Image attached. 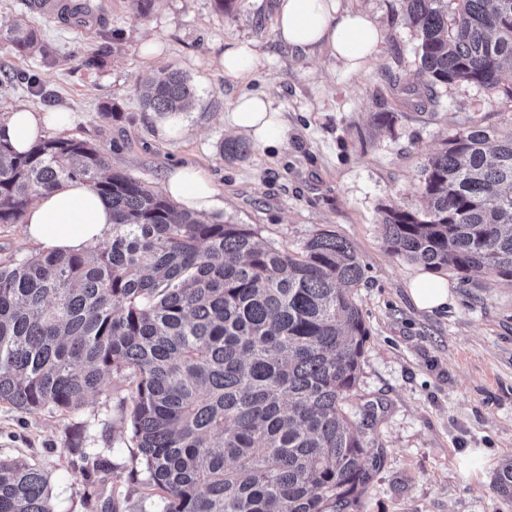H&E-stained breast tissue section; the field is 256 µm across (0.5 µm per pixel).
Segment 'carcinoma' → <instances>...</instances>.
Instances as JSON below:
<instances>
[{
  "mask_svg": "<svg viewBox=\"0 0 512 512\" xmlns=\"http://www.w3.org/2000/svg\"><path fill=\"white\" fill-rule=\"evenodd\" d=\"M401 2L430 100L462 81L512 99V0ZM4 39L50 57L29 19ZM193 98L167 69L142 92L156 115ZM248 151L221 146L230 159ZM69 181L110 206L112 234L85 252L0 259V404L73 413L116 375L141 456L129 480L161 512H357L385 451L343 409L368 336L350 243L322 230L297 253L277 248L248 224L179 209L65 136L24 152L0 141V224ZM421 191V211L380 208L391 254L512 280V132L476 123L452 134L424 164ZM67 452L88 485L107 467L79 429ZM495 488L512 494V461ZM0 512H53L47 475L0 458Z\"/></svg>",
  "mask_w": 512,
  "mask_h": 512,
  "instance_id": "1",
  "label": "carcinoma"
}]
</instances>
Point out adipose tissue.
Segmentation results:
<instances>
[{"mask_svg":"<svg viewBox=\"0 0 512 512\" xmlns=\"http://www.w3.org/2000/svg\"><path fill=\"white\" fill-rule=\"evenodd\" d=\"M275 28L288 46L304 52L327 50L351 71L371 62L384 40L376 19L361 10L340 11L339 0H277ZM70 122L71 114L65 110L36 112L19 106L0 118V140L23 152L44 137L46 128H63ZM224 122L264 145L282 140L286 133L278 110L259 96L239 98ZM163 190L192 211L208 212L220 206L209 178L192 166L170 172ZM22 221L29 239L46 251L78 252L105 241L112 231L111 209L79 182L41 196Z\"/></svg>","mask_w":512,"mask_h":512,"instance_id":"adipose-tissue-1","label":"adipose tissue"}]
</instances>
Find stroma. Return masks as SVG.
<instances>
[{"label":"stroma","mask_w":512,"mask_h":512,"mask_svg":"<svg viewBox=\"0 0 512 512\" xmlns=\"http://www.w3.org/2000/svg\"><path fill=\"white\" fill-rule=\"evenodd\" d=\"M94 2L96 18L86 24L36 16L51 62L0 40V115L17 106L73 112L64 135L95 144L113 170L156 190L176 168L201 169L224 202L217 216L252 225L275 247L299 251L324 229L346 239L364 271L354 299L369 336L344 409L369 447L386 452L359 512H512V496L495 490L500 465L512 459V281L446 271L448 307L418 309L407 284L424 268L389 253L379 224L382 205L423 207L420 171L450 135L477 122L512 129V100L467 82L439 88L433 105L418 93L406 98L391 79L414 83L419 60L400 0H340L384 31L376 59L356 72L327 52L283 44L275 0H236L226 13L213 0H151L144 14L131 0ZM150 38L164 46L153 59L141 51ZM231 42L251 43L263 60L248 80L225 78L219 65ZM96 52L99 67L85 66ZM164 68L181 71L195 89L182 128L166 137L140 96ZM25 74L39 78L38 91L22 82ZM247 92L271 100L287 135L228 161L220 153L231 137L224 116ZM108 104L116 118L101 117ZM378 112L394 114L392 129L375 123ZM370 404L375 417L367 421ZM130 407L128 384L117 377L69 415L0 405V457L45 471L54 512H100L109 498L116 512H158L128 480L138 455ZM78 427L84 447L110 464L92 492L61 454Z\"/></svg>","instance_id":"35a3bbf8"}]
</instances>
